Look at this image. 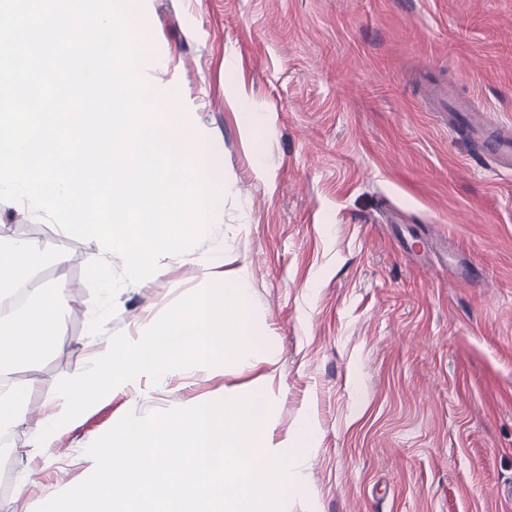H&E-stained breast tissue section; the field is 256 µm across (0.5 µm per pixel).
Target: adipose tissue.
I'll return each mask as SVG.
<instances>
[{
  "label": "adipose tissue",
  "mask_w": 512,
  "mask_h": 512,
  "mask_svg": "<svg viewBox=\"0 0 512 512\" xmlns=\"http://www.w3.org/2000/svg\"><path fill=\"white\" fill-rule=\"evenodd\" d=\"M33 244L0 242V298L10 296L29 273L47 262ZM63 292L43 289L38 300L9 319L0 321V431L10 429L26 410L27 388L8 384L9 373L49 350H59L58 310Z\"/></svg>",
  "instance_id": "ef3b65f1"
}]
</instances>
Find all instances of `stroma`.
Wrapping results in <instances>:
<instances>
[{"instance_id": "35a3bbf8", "label": "stroma", "mask_w": 512, "mask_h": 512, "mask_svg": "<svg viewBox=\"0 0 512 512\" xmlns=\"http://www.w3.org/2000/svg\"><path fill=\"white\" fill-rule=\"evenodd\" d=\"M143 19L142 78L180 91L224 202L194 249L119 288L104 333L138 339L213 269L248 281L259 350L111 390L36 447L57 381L94 359L84 269L123 262L0 202V240L68 258L37 271L64 291V348L11 373L32 391L0 504L36 512L85 479L87 447L126 413L238 388L273 405L274 442L313 425L283 512H512V174L434 97L512 125V0H144Z\"/></svg>"}]
</instances>
